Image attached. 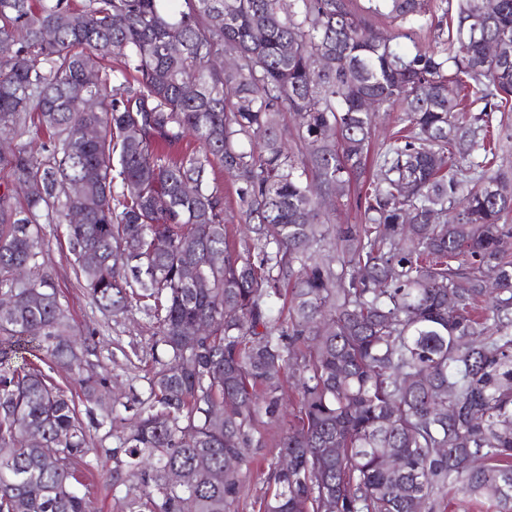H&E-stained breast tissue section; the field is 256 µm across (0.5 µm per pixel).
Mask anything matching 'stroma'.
Segmentation results:
<instances>
[{"mask_svg":"<svg viewBox=\"0 0 512 512\" xmlns=\"http://www.w3.org/2000/svg\"><path fill=\"white\" fill-rule=\"evenodd\" d=\"M210 184L224 191V222L232 239L246 235L245 216L240 208L231 178L220 165L207 170ZM45 244L39 258L44 270L51 273L61 301L68 307L77 332L94 334L97 350L91 361L95 372L108 379V397L120 402L132 394H145L147 379L155 364L151 356L152 330L140 313L115 317L101 311L79 283L78 268L70 251L65 230L60 224L43 227ZM88 467L81 478L80 492L91 500L96 512H125L121 494L112 490L114 463L108 454L117 439L108 426L89 427Z\"/></svg>","mask_w":512,"mask_h":512,"instance_id":"1","label":"stroma"}]
</instances>
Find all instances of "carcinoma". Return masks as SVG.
Returning <instances> with one entry per match:
<instances>
[{"mask_svg": "<svg viewBox=\"0 0 512 512\" xmlns=\"http://www.w3.org/2000/svg\"><path fill=\"white\" fill-rule=\"evenodd\" d=\"M170 2L0 0V512H92L76 468L88 424L112 420L94 417L93 336L74 335L40 273L41 225L60 223L99 308L135 309L156 336L160 370L123 404L135 417L110 449L112 486L140 485L128 512H235L275 424L258 512H322L325 498L430 512L451 495L512 512V184L487 141L492 114L512 111V0H460L452 46L443 15L413 55L373 21L419 23L426 0ZM224 54L238 66L210 64ZM365 97L403 112L376 144L375 185L361 181ZM215 161L251 224L239 248L205 178ZM350 191L360 223L335 224L320 198ZM48 360L72 372L86 418Z\"/></svg>", "mask_w": 512, "mask_h": 512, "instance_id": "obj_1", "label": "carcinoma"}]
</instances>
